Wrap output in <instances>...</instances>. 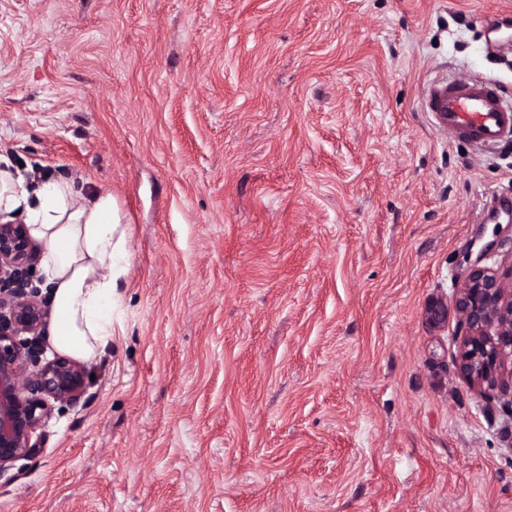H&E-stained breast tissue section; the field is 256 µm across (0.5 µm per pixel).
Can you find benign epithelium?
Listing matches in <instances>:
<instances>
[{
	"instance_id": "1",
	"label": "benign epithelium",
	"mask_w": 512,
	"mask_h": 512,
	"mask_svg": "<svg viewBox=\"0 0 512 512\" xmlns=\"http://www.w3.org/2000/svg\"><path fill=\"white\" fill-rule=\"evenodd\" d=\"M37 260L26 225L0 224V477L40 448L37 431L54 404L74 405L85 392L83 363L43 358L36 346L47 318L30 279ZM454 314L461 336L458 376L512 397V268L466 269L455 282ZM425 319L444 327L447 304L430 301Z\"/></svg>"
}]
</instances>
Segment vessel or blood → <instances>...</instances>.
I'll use <instances>...</instances> for the list:
<instances>
[{
  "label": "vessel or blood",
  "instance_id": "obj_1",
  "mask_svg": "<svg viewBox=\"0 0 512 512\" xmlns=\"http://www.w3.org/2000/svg\"><path fill=\"white\" fill-rule=\"evenodd\" d=\"M421 105L438 130L455 138L485 147L512 138V105L483 79L433 81Z\"/></svg>",
  "mask_w": 512,
  "mask_h": 512
}]
</instances>
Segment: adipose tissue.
Masks as SVG:
<instances>
[{"label":"adipose tissue","mask_w":512,"mask_h":512,"mask_svg":"<svg viewBox=\"0 0 512 512\" xmlns=\"http://www.w3.org/2000/svg\"><path fill=\"white\" fill-rule=\"evenodd\" d=\"M0 213L23 217L43 248L56 347L89 359L112 338L118 282L129 258L124 216L111 192L85 191L64 176L29 179L7 165L0 168Z\"/></svg>","instance_id":"ef3b65f1"}]
</instances>
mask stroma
<instances>
[{"label":"stroma","mask_w":512,"mask_h":512,"mask_svg":"<svg viewBox=\"0 0 512 512\" xmlns=\"http://www.w3.org/2000/svg\"><path fill=\"white\" fill-rule=\"evenodd\" d=\"M512 0H0V153L111 191V342L0 512H512V411L431 328L512 262V141L428 82L512 94ZM480 78L439 79L423 91L421 105L440 131L488 147L512 138V105Z\"/></svg>","instance_id":"1"}]
</instances>
